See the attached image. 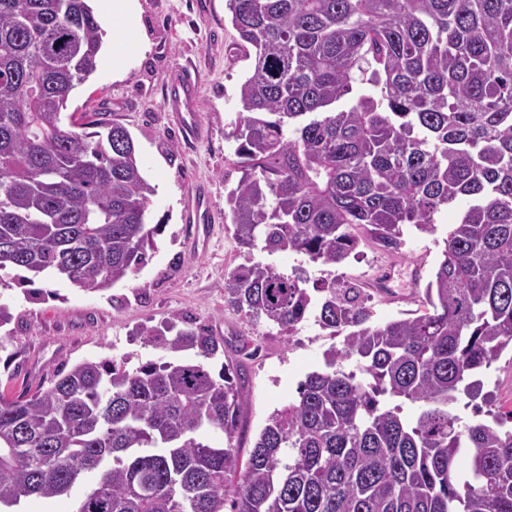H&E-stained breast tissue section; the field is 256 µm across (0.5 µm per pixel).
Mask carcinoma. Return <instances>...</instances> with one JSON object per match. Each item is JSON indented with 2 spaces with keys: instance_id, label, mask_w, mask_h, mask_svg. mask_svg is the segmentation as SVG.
Masks as SVG:
<instances>
[{
  "instance_id": "cac0c4a2",
  "label": "carcinoma",
  "mask_w": 512,
  "mask_h": 512,
  "mask_svg": "<svg viewBox=\"0 0 512 512\" xmlns=\"http://www.w3.org/2000/svg\"><path fill=\"white\" fill-rule=\"evenodd\" d=\"M227 9L251 60L227 194L238 241L335 268L364 240L395 252L434 233L464 198L423 309L375 323L354 282L325 280L315 298L300 273L237 267L224 291L239 310L343 337L246 464L242 369L214 377L223 338L174 316L138 330L165 361L84 360L29 397L0 393V506L77 490L76 512H512V410L475 404L492 421L464 425L450 411L512 350V0ZM102 40L89 0H0V275L96 292L153 250L155 188L128 130L64 123ZM366 82L379 94L354 91ZM352 357L357 371L338 368Z\"/></svg>"
}]
</instances>
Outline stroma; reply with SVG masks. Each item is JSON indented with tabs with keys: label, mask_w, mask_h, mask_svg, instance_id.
<instances>
[{
	"label": "stroma",
	"mask_w": 512,
	"mask_h": 512,
	"mask_svg": "<svg viewBox=\"0 0 512 512\" xmlns=\"http://www.w3.org/2000/svg\"><path fill=\"white\" fill-rule=\"evenodd\" d=\"M138 0L141 43L113 77V60L100 51L89 79L73 90L67 114L96 113L122 124L138 147L144 177L154 186L149 215L161 223L148 264L111 288L86 292L71 283L38 278L0 284V304L12 319L0 327V391L16 396L49 386L58 371L83 360L130 357L132 364L166 360L164 351L144 344L137 329L160 325L171 316L203 325L223 337L224 350L210 359L212 373L225 362L242 365L245 413L238 445L248 459L274 409L297 394L306 375L321 369L324 353L342 340L306 319L293 330L249 318L224 293L225 272L262 265L290 274L304 270L309 281L327 277V267L296 253H268L239 245L226 196L241 177L232 137L241 110L239 84L251 63L234 52V30L226 0ZM199 78L202 137L186 145L165 106L169 80L180 69ZM207 188L215 216L213 233L186 220L189 196ZM466 206L456 201L436 215L432 234H410L393 253L362 243L336 276L364 285L373 320L384 323L420 308L435 271L442 240ZM493 410H512V353L504 352L483 380Z\"/></svg>",
	"instance_id": "35a3bbf8"
}]
</instances>
